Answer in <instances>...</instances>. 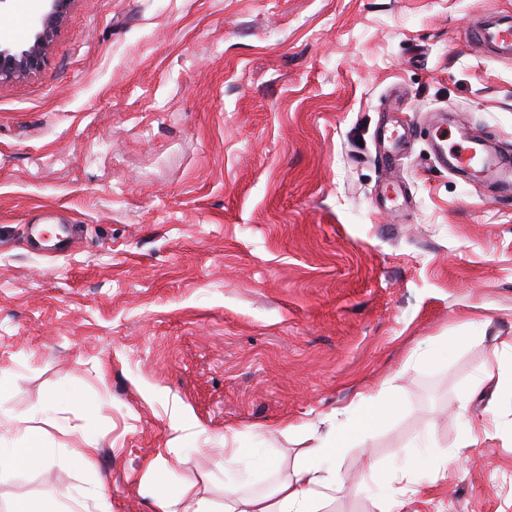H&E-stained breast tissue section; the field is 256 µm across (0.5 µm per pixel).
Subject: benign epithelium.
Returning a JSON list of instances; mask_svg holds the SVG:
<instances>
[{
  "mask_svg": "<svg viewBox=\"0 0 512 512\" xmlns=\"http://www.w3.org/2000/svg\"><path fill=\"white\" fill-rule=\"evenodd\" d=\"M40 28L33 41L24 47L0 44V80L30 75L45 63L50 43L57 33L72 0H38Z\"/></svg>",
  "mask_w": 512,
  "mask_h": 512,
  "instance_id": "7a95c632",
  "label": "benign epithelium"
}]
</instances>
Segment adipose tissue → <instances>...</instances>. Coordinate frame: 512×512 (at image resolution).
Masks as SVG:
<instances>
[{"mask_svg":"<svg viewBox=\"0 0 512 512\" xmlns=\"http://www.w3.org/2000/svg\"><path fill=\"white\" fill-rule=\"evenodd\" d=\"M386 412L384 404H374L362 415L350 418L345 430L339 432L331 428L316 436L314 445L298 454L290 473L272 492L246 494L240 482H228L224 486V512H322L343 486L340 471L333 464L334 458L348 448L352 440L373 430ZM25 434L24 446L0 448V470L29 471L45 463L47 450L41 444V429L29 426ZM474 441V436L469 434L460 439L453 450L422 449L416 461L408 465L399 478L397 506H404L414 494V473L424 472L430 478H438L449 461L459 458L462 449L470 447Z\"/></svg>","mask_w":512,"mask_h":512,"instance_id":"ef3b65f1","label":"adipose tissue"}]
</instances>
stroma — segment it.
Segmentation results:
<instances>
[{
	"mask_svg": "<svg viewBox=\"0 0 512 512\" xmlns=\"http://www.w3.org/2000/svg\"><path fill=\"white\" fill-rule=\"evenodd\" d=\"M503 9L73 0L43 68L0 81V446L25 416L51 455L0 471V512H152L158 483L221 512L229 475L272 489L307 424L375 396L394 412L324 512H378L469 419L485 434L404 512H512V197L434 152L438 123L512 151V60L468 41ZM36 18L10 0L0 42ZM388 112L412 127L397 197ZM89 441L92 468L58 470Z\"/></svg>",
	"mask_w": 512,
	"mask_h": 512,
	"instance_id": "obj_1",
	"label": "stroma"
}]
</instances>
